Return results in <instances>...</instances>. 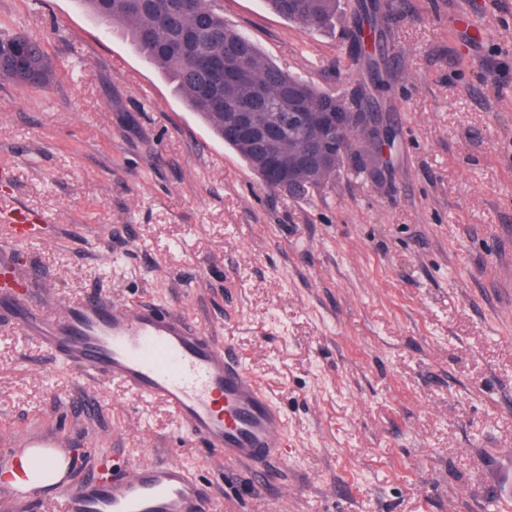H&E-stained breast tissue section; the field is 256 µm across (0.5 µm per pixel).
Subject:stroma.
Segmentation results:
<instances>
[{
  "instance_id": "obj_1",
  "label": "stroma",
  "mask_w": 512,
  "mask_h": 512,
  "mask_svg": "<svg viewBox=\"0 0 512 512\" xmlns=\"http://www.w3.org/2000/svg\"><path fill=\"white\" fill-rule=\"evenodd\" d=\"M379 181L292 200L263 186L161 69L81 0H0L44 42L48 88L0 79V212L54 308L97 292L210 329L281 406L290 448L263 480L180 433L162 403L49 356L0 314V469L37 440L104 468L180 462L206 512H502L512 470V0H394ZM309 31L263 0H215L263 57L348 98L353 10ZM479 15L469 45L455 19Z\"/></svg>"
}]
</instances>
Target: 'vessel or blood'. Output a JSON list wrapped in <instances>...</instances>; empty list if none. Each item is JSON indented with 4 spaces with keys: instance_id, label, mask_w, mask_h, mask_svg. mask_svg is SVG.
<instances>
[{
    "instance_id": "vessel-or-blood-1",
    "label": "vessel or blood",
    "mask_w": 512,
    "mask_h": 512,
    "mask_svg": "<svg viewBox=\"0 0 512 512\" xmlns=\"http://www.w3.org/2000/svg\"><path fill=\"white\" fill-rule=\"evenodd\" d=\"M33 215L16 207L0 226V296L12 300L32 275L14 264L13 248L29 241ZM17 325L66 362L111 378L132 395L166 404L180 426L226 465L262 476L288 449L282 408L233 357L229 345L178 313L119 305L92 292L50 314L36 302L16 313ZM65 512H201L207 488L178 462L141 463L112 478L61 485Z\"/></svg>"
}]
</instances>
